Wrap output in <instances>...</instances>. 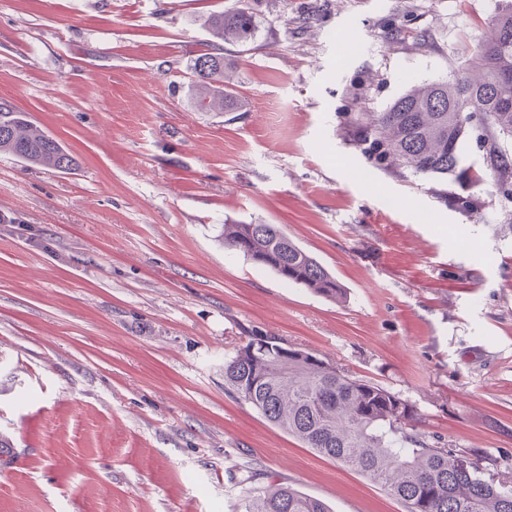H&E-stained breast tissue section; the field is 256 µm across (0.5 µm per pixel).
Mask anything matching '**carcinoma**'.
Listing matches in <instances>:
<instances>
[{"label":"carcinoma","mask_w":512,"mask_h":512,"mask_svg":"<svg viewBox=\"0 0 512 512\" xmlns=\"http://www.w3.org/2000/svg\"><path fill=\"white\" fill-rule=\"evenodd\" d=\"M205 25L225 44L257 30L243 5L209 14ZM224 48L195 58L191 85L205 112H239L243 100ZM351 124L362 153L379 166L451 178L462 190L484 186L512 203V0H498L480 54L447 81L414 85L383 112H358ZM473 138L483 167L463 163ZM0 151L54 170L75 157L10 102L0 100ZM224 244L282 279L333 302L346 289L278 224H226ZM224 386L305 447L384 487L406 512H512V466L486 475L478 449L442 448L417 426L416 412L389 390L355 379L329 362L272 336H246L224 360ZM237 512H330L321 499L283 483L246 492Z\"/></svg>","instance_id":"cac0c4a2"}]
</instances>
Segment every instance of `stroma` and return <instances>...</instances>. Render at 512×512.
Listing matches in <instances>:
<instances>
[{
	"label": "stroma",
	"instance_id": "35a3bbf8",
	"mask_svg": "<svg viewBox=\"0 0 512 512\" xmlns=\"http://www.w3.org/2000/svg\"><path fill=\"white\" fill-rule=\"evenodd\" d=\"M237 2L0 0V99L77 160L0 153V512H233L271 480L406 512L225 391L251 333L396 393L488 468L512 455V222L484 190L464 209L452 181L375 166L347 125L457 73L496 0H249L255 39L224 48L245 107L198 111L203 20ZM259 223L346 301L220 237Z\"/></svg>",
	"mask_w": 512,
	"mask_h": 512
}]
</instances>
